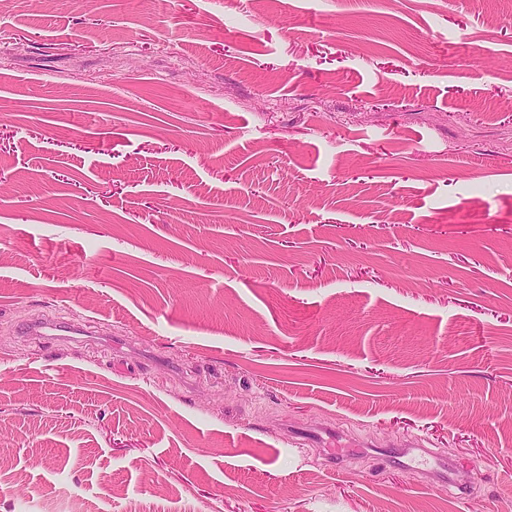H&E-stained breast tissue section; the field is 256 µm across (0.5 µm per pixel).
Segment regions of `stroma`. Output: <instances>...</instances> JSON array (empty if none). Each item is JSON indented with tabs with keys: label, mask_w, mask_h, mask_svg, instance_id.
<instances>
[{
	"label": "stroma",
	"mask_w": 512,
	"mask_h": 512,
	"mask_svg": "<svg viewBox=\"0 0 512 512\" xmlns=\"http://www.w3.org/2000/svg\"><path fill=\"white\" fill-rule=\"evenodd\" d=\"M510 13L0 10V512H512ZM290 434L296 437H302L304 441H308L316 445L318 448H325L327 450V455L330 456L332 460H338L347 456L359 455V454H367L370 451H374L368 448L367 445L359 443V442H347L343 443L339 436H336L332 433H329L326 430L317 431V432H308L306 436H302L300 433L295 431H290ZM376 454L380 456H387L386 453L396 452L401 454L402 456H424L428 454L427 448H399L393 451L381 449L380 451H374Z\"/></svg>",
	"instance_id": "1"
}]
</instances>
